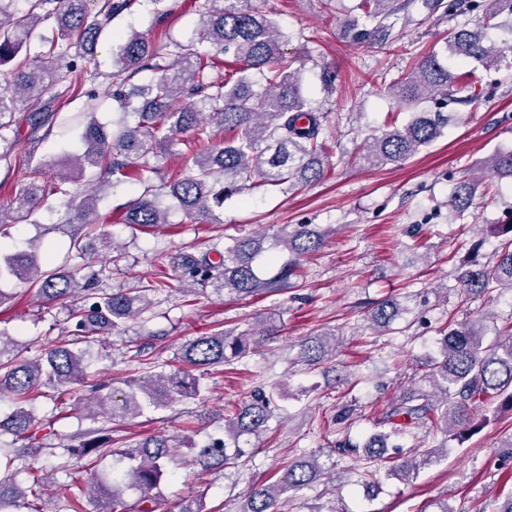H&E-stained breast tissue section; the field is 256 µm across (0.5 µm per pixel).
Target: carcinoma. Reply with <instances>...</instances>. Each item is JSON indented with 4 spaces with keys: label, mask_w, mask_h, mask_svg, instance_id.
Returning <instances> with one entry per match:
<instances>
[{
    "label": "carcinoma",
    "mask_w": 512,
    "mask_h": 512,
    "mask_svg": "<svg viewBox=\"0 0 512 512\" xmlns=\"http://www.w3.org/2000/svg\"><path fill=\"white\" fill-rule=\"evenodd\" d=\"M15 0H0V159H6L19 144L14 127L17 112L43 124L48 121L40 108L43 95L67 81L77 66V59L94 60L103 24L89 20L88 0H26L24 11L13 8ZM414 0H356L355 13L342 22L344 38L394 48L400 37L397 20L412 22L409 8ZM134 0H104L105 17L117 16L131 8ZM429 13L452 22L443 44L418 57L410 56L407 68L391 79L388 92L402 107L415 108L431 100L446 105H468L481 95L472 71L453 72L448 61H475L484 69H499L512 48L489 38V30L499 26V19L512 18V0H426ZM198 15L197 40L189 45H174L173 62L162 66L155 62L157 51L137 31L120 35L113 43V55L121 64L112 77L126 82L144 69L158 76L142 89L141 102L133 105L128 95L117 94L123 117L112 133L90 121L81 133L83 149L69 156L67 162L85 172L97 168L106 178L103 183L114 188L140 181L152 172L151 154L158 148L169 153L178 145L176 135L196 132V150L185 156L188 174L181 179L149 185L143 194L128 203L119 223L133 229L152 228L166 223L167 210L160 198L171 197L185 215L198 222L219 224L215 209L224 205V197L244 189L261 186L303 187L321 179L326 168L328 115L312 106L304 87L296 59L283 49L289 35L266 14L257 11L251 0H192ZM482 8V23L469 28L470 14ZM52 25L48 52L32 59L27 43L41 24ZM206 44L216 54L231 56L237 64L235 76L219 80L211 76L218 62L199 51ZM263 74L264 92L254 89L251 72ZM218 117L219 124L232 133L224 147L211 146L212 130L204 116ZM446 112L423 110L411 120L380 135L365 139L360 159L368 166L402 162L420 148L436 140L448 126ZM512 178V150L499 151L485 160L478 176L467 173L454 186L448 205L461 216L468 210L479 189L487 188L485 178ZM61 192V187L43 178L40 169L30 171L15 198L12 214L0 209V228L29 220L40 204ZM100 196L92 190L72 196L68 209L83 224H109L108 216L98 213ZM486 232L501 239L492 261L461 263L456 281L467 298H476L495 288L512 289V215L503 224H490ZM324 234L313 224H296L283 232L281 244L292 254L276 274L266 276L261 260L268 251L266 238L247 235L229 242L220 240L197 255L166 252L157 254L159 266L166 264L182 273L178 285L208 288L218 296H257L288 287L299 276L302 257L317 251ZM86 245L74 235L65 260L51 270L41 269L34 252L22 246L11 252L0 251V284L18 281L35 290L46 301L71 298L77 306L70 317L81 335L38 350L32 356L8 329L0 327V395L9 399L13 409L0 419V436L10 435L22 441L21 448H0V467L7 475L0 478V512H46L28 502L37 497L35 485L16 483V477L30 472L32 466L12 469L17 460L51 455L42 434L45 420L39 417L35 401L42 389L66 388L85 384L91 377L83 340L109 334L130 320L148 321L152 314L151 292L171 287L166 281L116 292L89 291L81 282ZM403 311L394 298H384L372 306L367 319L375 332L386 333ZM268 325L248 333L233 330L203 332L185 343L169 371L161 370L149 379L92 385V395L75 399L81 415L103 419V425L81 433L82 443L67 452L85 457L105 443L112 419L140 415L147 407H166L175 400L198 399L204 390V376L209 369L244 357L252 337L263 341L273 335ZM301 357L310 365L336 355V344L326 334L306 339ZM501 399L512 409V320L499 328L497 337L484 344L481 320L448 324L442 333L439 356L428 360L411 386L391 403L376 422L382 430L368 436L357 446L351 441L336 445L341 455H353L364 449L372 458H386L389 448H397L394 439L402 434L424 431L442 436L439 448L412 457L397 466L408 480L440 457L448 442H462L474 435L482 423L469 413L470 405L481 399ZM274 391L255 389L225 421L224 435L207 438L187 461L204 469L232 465L239 458V438L266 431L271 417ZM112 411H107V403ZM234 453H229L230 448ZM118 456L133 464L112 472L111 480L95 491L77 483H62L66 508L82 512L83 503L95 505L93 512H157L160 505L153 491L167 474L172 475L182 461L172 452L168 439L148 436ZM324 468L318 459L299 458L287 465L278 481L252 490L240 512H282L285 505L300 497ZM139 493L136 502L124 500L127 490Z\"/></svg>",
    "instance_id": "cac0c4a2"
}]
</instances>
